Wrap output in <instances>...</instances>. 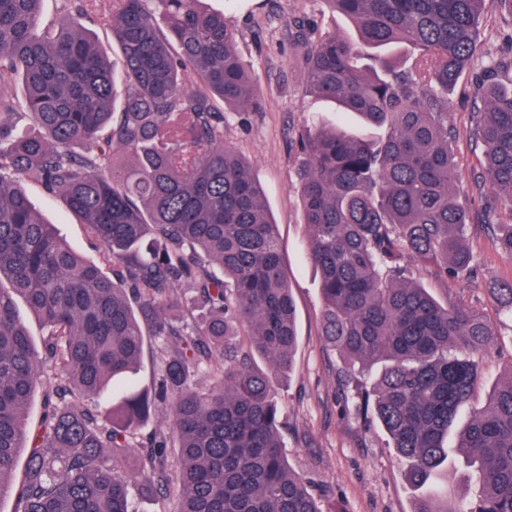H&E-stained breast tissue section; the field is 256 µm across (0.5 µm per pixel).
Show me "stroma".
<instances>
[{"label":"stroma","instance_id":"obj_1","mask_svg":"<svg viewBox=\"0 0 512 512\" xmlns=\"http://www.w3.org/2000/svg\"><path fill=\"white\" fill-rule=\"evenodd\" d=\"M201 7L225 15L243 62L254 71L262 102L258 112L226 111L224 140L249 162L264 189L296 308V369L290 377L275 381L288 464L315 490L323 512H414L418 494L405 477L402 459L360 407L362 392L372 385V373L348 369L321 336L318 277L306 257L299 138L313 124H335L337 115L330 103L305 91L304 51L291 22L304 16L320 29L346 33L352 26L329 12L322 0H202ZM479 39L474 66L448 94V122L456 131L454 184L469 215L467 243L476 272L450 280L433 265L413 269L414 280L438 300L480 313L497 332L494 342L476 356L482 375L462 409L466 416L485 406L512 366V316L502 311L493 293L512 281V263L501 257L492 236L485 204L493 191L482 167V148L470 135L477 75L491 60H512V17L500 12L496 0H485ZM26 192L32 206L75 251L96 255L84 225L61 199L37 185L27 186Z\"/></svg>","mask_w":512,"mask_h":512}]
</instances>
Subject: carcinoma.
Listing matches in <instances>:
<instances>
[{
  "mask_svg": "<svg viewBox=\"0 0 512 512\" xmlns=\"http://www.w3.org/2000/svg\"><path fill=\"white\" fill-rule=\"evenodd\" d=\"M60 2L46 21L40 0H0V497L28 447L16 512H136L132 483L174 496L175 512H322L282 451L273 379L293 372L299 335L277 224L249 164L224 144L218 103L259 109L234 31L200 0ZM322 2L355 35L293 21L310 43L306 88L381 130L316 124L301 139L322 336L348 366L379 367L365 400L422 491L417 512H512V367L456 429L479 375L470 355L495 331L408 271H473L448 91L477 56L484 0ZM73 13L111 31L120 73ZM504 67L481 78L472 134L506 197L493 226L512 263V81L493 78ZM30 183L80 218L97 259L32 207ZM19 299L45 329L39 346ZM150 341L151 385L90 408ZM206 369L215 382L201 390L193 378ZM43 377L53 385L33 431ZM161 405L167 426L138 436ZM457 448L482 486L463 508L451 485ZM132 453L131 477L118 463Z\"/></svg>",
  "mask_w": 512,
  "mask_h": 512,
  "instance_id": "obj_1",
  "label": "carcinoma"
}]
</instances>
